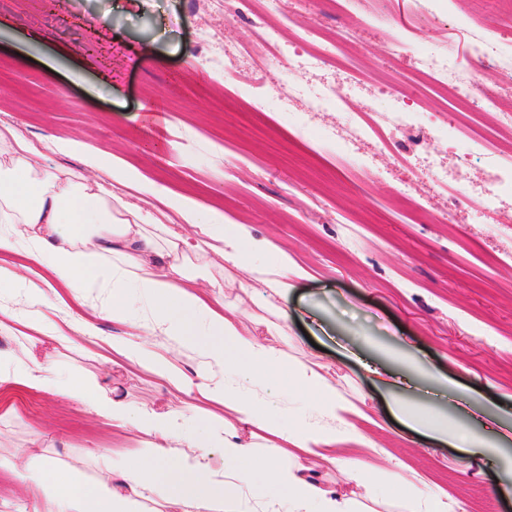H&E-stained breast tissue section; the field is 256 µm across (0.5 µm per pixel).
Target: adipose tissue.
<instances>
[{
    "label": "adipose tissue",
    "mask_w": 512,
    "mask_h": 512,
    "mask_svg": "<svg viewBox=\"0 0 512 512\" xmlns=\"http://www.w3.org/2000/svg\"><path fill=\"white\" fill-rule=\"evenodd\" d=\"M2 147L10 163L0 165V251H22L43 274L35 284L21 276L18 267L0 266V291L21 288L39 304L61 288L77 302L89 290L109 289L113 319L140 328L144 324L134 315L133 305L145 303L151 314L145 324L150 332L179 342L189 336L208 337L201 351L216 367L257 377L290 367L299 390L312 399L319 415L333 418L352 411V404L323 374L304 364L290 366L281 348L248 335L234 309L217 311L196 292L198 273L188 271L180 253L189 251L201 258L199 273L205 274L216 256L236 267L253 265L256 247L241 225L225 223L217 210L171 195L166 186L154 182L144 185V194L168 199L185 223L201 228V236L178 234L143 209L137 211L136 223L128 224L113 212L126 206L121 189L136 181L134 169L116 162L103 181L90 182L79 174L62 179L36 167L35 149L15 129L0 126ZM51 369L50 361L31 355L8 356L0 361V378L18 386L42 387ZM202 394L229 404L240 423L292 443L306 457L334 464L354 481H362L351 455L368 442L362 431L316 428L303 417L288 428L263 418L251 399L228 398L220 385L206 387ZM88 411L116 428L135 424L150 436L149 448L143 449L137 465L119 471L125 486L121 493L111 479L88 486L48 459L39 475H30L26 459L31 451L22 449L14 476L23 492L33 497L36 512H142L143 502L160 492L180 499L182 484L209 466L205 443L184 427V410H135L123 400L101 395L89 402ZM214 443L222 450L224 469L211 480V493L196 499L197 512H246L250 504L262 512H359L356 499L324 489L309 476L307 466L297 462L266 460L271 489L256 492L247 482L253 446L241 442L229 423Z\"/></svg>",
    "instance_id": "1"
}]
</instances>
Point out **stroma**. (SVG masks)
<instances>
[{
    "mask_svg": "<svg viewBox=\"0 0 512 512\" xmlns=\"http://www.w3.org/2000/svg\"><path fill=\"white\" fill-rule=\"evenodd\" d=\"M276 19L282 51L320 54L318 68L296 79L270 68L266 26L250 4L230 15L224 0H0V125L41 148L43 168L62 177L97 180L122 159L143 181L245 225L264 247L256 264L277 249L302 269L281 294L229 263L223 288L207 279L199 286L238 308L250 336L284 345L355 405L343 423L368 437L356 458L382 498L311 461L324 488L356 495L366 512H399V497L436 487L447 492L450 512H512V190L494 177L503 161L495 153L501 115L481 111L469 121L480 148L466 152L448 138L454 98L393 52L403 39L449 54L460 74L478 73L508 107L512 69L477 57L471 44L505 32L512 18L470 0H281ZM335 86L343 100L314 111ZM258 98L260 112L252 109ZM397 107L415 113L418 125L391 147L373 136L345 143L359 116ZM49 138L82 149H44ZM430 166L438 181L415 180L416 169ZM492 191L491 215L482 200ZM448 210L454 224L427 222ZM35 317L72 344L30 329ZM133 339L128 324L113 320L106 292L65 305L0 294V354L49 353L52 385L87 384L81 400L0 383L1 475L23 448H40L90 483L103 461L136 460L147 435L113 429L86 409L100 387L136 408L190 401V432L223 431V407L116 358L113 343ZM142 341L192 383H221L269 419L307 409L288 372L255 382L207 364L196 337ZM380 369L403 384L379 380ZM405 409L469 424L483 453L412 430Z\"/></svg>",
    "mask_w": 512,
    "mask_h": 512,
    "instance_id": "obj_1",
    "label": "stroma"
}]
</instances>
